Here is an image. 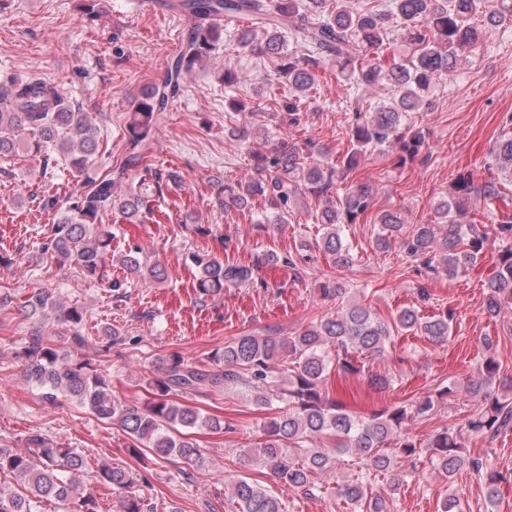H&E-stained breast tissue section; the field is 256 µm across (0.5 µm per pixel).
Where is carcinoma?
<instances>
[{
    "label": "carcinoma",
    "instance_id": "1",
    "mask_svg": "<svg viewBox=\"0 0 512 512\" xmlns=\"http://www.w3.org/2000/svg\"><path fill=\"white\" fill-rule=\"evenodd\" d=\"M482 2L389 0V10L382 13L342 6L327 12L328 0H308L305 5L299 0H172L170 10L185 17L187 26L165 80L148 83L132 96L121 162L81 183L68 196L42 244L43 253L78 268L90 283L102 281L105 260L112 255V233L104 220L113 215L129 224L140 223L155 198L163 195L162 186L182 182L179 171L161 173L146 159L159 113L180 95L185 74L212 58L223 41L224 29L217 20L222 15L247 21L242 46L279 62V76L296 91L284 105L290 128L301 125L304 98L315 85V72L326 61L333 62L348 83L393 87L389 101L378 103L371 112L354 113L348 144L335 161L313 166L302 145L284 139L268 154L253 153L257 177L252 181H227L219 188L221 207H247L254 196H264L272 209V214L264 215L268 224L288 223L292 204L310 194L318 202L319 246L334 265H352L354 255L343 243L342 232L368 210L370 192L366 186L349 187L332 199L338 174L355 169L370 146L396 149L403 161L420 153L426 134L413 115L426 104L432 87L478 47L479 31L472 20L481 14L487 27L512 25V0H498V6L484 14ZM393 15L403 21L404 38L414 52L384 67L368 55L384 44L387 20ZM258 29L266 34L260 42L253 39ZM288 44L309 54L299 61L285 53ZM98 152L95 124L88 113L69 105L60 84L35 74L0 84V157L39 155L47 166L57 153L67 161L72 176L81 178ZM488 170V179L480 185L474 184L471 173H459L448 197L435 205V220L430 224L407 227L399 212L382 213L375 242L379 249L396 244L425 271L441 270L450 278L476 265L493 243H501L496 270L484 283L483 312L497 320L512 310V211L494 209L497 202L512 207L502 193L504 183H512V133L493 148ZM132 171L137 180L128 190L119 191L118 185ZM479 199L494 214L489 233L474 224ZM139 254L135 246L116 261L145 281L168 279L164 265L143 266ZM196 263L201 267L196 288L204 296L239 286L252 275L249 267L217 259L198 258ZM319 292L324 298L340 299L341 307L292 336H237L212 353L206 368L186 362L179 354L163 359L159 374L147 381L152 398L141 408L115 397L110 379L91 362L63 357L50 333L42 329L29 334L15 358L24 365L28 379L41 386L46 400L63 395L88 408L97 419L118 423L131 439L132 455L146 449L160 459L174 457L190 467L205 466L204 453L186 430L232 433L234 427L184 403V396L234 390L248 393L255 410L268 413L262 439L243 452V462L266 469L275 483L291 491L313 495L323 491L321 477L335 475L334 493L352 512H392V500L373 493L372 479L388 476L396 490L407 476L402 463L411 464L423 454L431 468L445 477L461 469L484 477L486 497L496 503L506 477L485 471L483 458L468 454L463 446L466 435L512 431V384L497 381L500 365L495 357H484L481 380L468 386L470 394L481 398V407L463 423L438 430L421 448L402 434L403 426L432 415V396L358 416L329 398L324 382L333 371L365 373L358 356L384 355L400 333L412 332L436 345L446 343L454 310L424 316L413 306L404 307L385 320L342 282L327 279L320 283ZM18 309L43 326L63 327L71 344L79 348L88 344L83 333L86 313L80 304L67 305L41 288L26 295ZM343 455L352 457L354 470L337 472ZM85 471L86 460L80 452L38 434L28 437L23 449L0 448V474L18 478L21 487L19 491L0 489V512H39L46 503L56 504L63 512H98L99 486L120 498L121 512H148L145 499L134 490L136 480L130 471L103 463L89 485L84 482ZM232 495L239 512H285L279 497L248 477L234 483Z\"/></svg>",
    "mask_w": 512,
    "mask_h": 512
}]
</instances>
